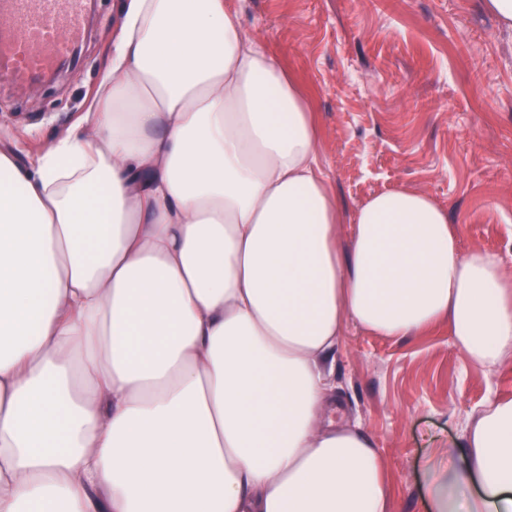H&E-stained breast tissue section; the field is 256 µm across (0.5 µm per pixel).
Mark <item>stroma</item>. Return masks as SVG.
<instances>
[{
    "label": "stroma",
    "instance_id": "stroma-1",
    "mask_svg": "<svg viewBox=\"0 0 512 512\" xmlns=\"http://www.w3.org/2000/svg\"><path fill=\"white\" fill-rule=\"evenodd\" d=\"M125 0H93L77 63L25 91L0 82V149L29 163L89 106ZM260 40L309 96L321 163L345 208L396 187L427 194L463 248L512 270V30L481 0H239ZM332 417L380 448L391 512H420L436 456L465 414L512 399V370L472 366L445 327L386 338L348 325L332 363Z\"/></svg>",
    "mask_w": 512,
    "mask_h": 512
}]
</instances>
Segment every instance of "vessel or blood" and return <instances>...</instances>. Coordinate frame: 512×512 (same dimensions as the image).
Here are the masks:
<instances>
[{"label": "vessel or blood", "mask_w": 512, "mask_h": 512, "mask_svg": "<svg viewBox=\"0 0 512 512\" xmlns=\"http://www.w3.org/2000/svg\"><path fill=\"white\" fill-rule=\"evenodd\" d=\"M86 0H0V74L27 86L66 62L81 41Z\"/></svg>", "instance_id": "vessel-or-blood-1"}]
</instances>
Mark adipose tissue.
I'll return each mask as SVG.
<instances>
[{
	"label": "adipose tissue",
	"mask_w": 512,
	"mask_h": 512,
	"mask_svg": "<svg viewBox=\"0 0 512 512\" xmlns=\"http://www.w3.org/2000/svg\"><path fill=\"white\" fill-rule=\"evenodd\" d=\"M320 148L235 0H127L80 130L0 151V512H389L329 358L351 323H444L512 365V271L426 194L347 215ZM448 475L425 512H512V400L468 415Z\"/></svg>",
	"instance_id": "1"
}]
</instances>
